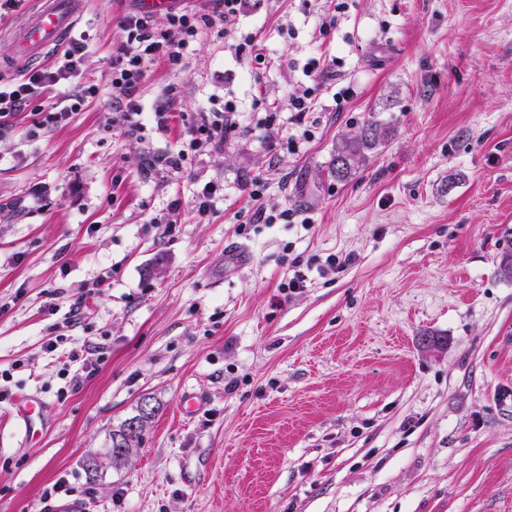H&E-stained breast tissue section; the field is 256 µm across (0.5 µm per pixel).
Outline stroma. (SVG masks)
Listing matches in <instances>:
<instances>
[{"label": "stroma", "mask_w": 512, "mask_h": 512, "mask_svg": "<svg viewBox=\"0 0 512 512\" xmlns=\"http://www.w3.org/2000/svg\"><path fill=\"white\" fill-rule=\"evenodd\" d=\"M37 6L0 17V79L29 69L13 35ZM135 7L82 0L75 83L95 94L29 137L64 95L48 91L0 135V512H40L60 480L88 512H512V0H251L238 27L265 64L205 30L180 66L147 63L131 138L111 78ZM318 56L336 65L295 154L291 102ZM228 100L237 130L168 167L194 114ZM256 103L284 117L276 138ZM371 120L384 140L336 180L338 135ZM259 175L294 221L256 223ZM209 182L221 192L202 216ZM331 254L350 262L327 267ZM296 258L305 286L282 293ZM22 393L44 420L17 417ZM147 397L140 447L87 471Z\"/></svg>", "instance_id": "35a3bbf8"}]
</instances>
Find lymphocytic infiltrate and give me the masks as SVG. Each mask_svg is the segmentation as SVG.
<instances>
[{
    "mask_svg": "<svg viewBox=\"0 0 512 512\" xmlns=\"http://www.w3.org/2000/svg\"><path fill=\"white\" fill-rule=\"evenodd\" d=\"M248 0H211L210 11L199 13L182 8H169L166 12L167 30L158 32L153 27L151 15L133 11L122 17L121 27L127 38L112 54V88L116 92L112 107L118 112L125 133L131 137L140 136L144 125L141 121L143 109L139 89L145 75V65L155 59H163L170 65H180L183 50L205 29L223 27L224 40L233 47L237 57L245 62L256 61L255 41L252 36L239 35L237 21ZM84 43L73 39L59 61L53 66L29 71L16 81H0V133L9 130L13 119L23 112L31 101L46 90L61 88L71 83L80 71L84 60ZM330 66L327 62L313 59L304 66L306 77L311 81V91L294 97L292 106L293 123L302 125L300 135L289 139L292 152H300L310 141L312 133L304 128L303 122L314 105L315 88L321 87ZM238 107L228 101L220 112H200L195 117L193 136L187 150L172 159V168H182L184 161L192 154H203L235 130L238 125Z\"/></svg>",
    "mask_w": 512,
    "mask_h": 512,
    "instance_id": "obj_1",
    "label": "lymphocytic infiltrate"
}]
</instances>
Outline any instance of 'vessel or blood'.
I'll use <instances>...</instances> for the list:
<instances>
[{"instance_id":"vessel-or-blood-1","label":"vessel or blood","mask_w":512,"mask_h":512,"mask_svg":"<svg viewBox=\"0 0 512 512\" xmlns=\"http://www.w3.org/2000/svg\"><path fill=\"white\" fill-rule=\"evenodd\" d=\"M39 8L27 19L17 38L18 54L45 58L59 47L62 34L76 22L79 0H39Z\"/></svg>"}]
</instances>
